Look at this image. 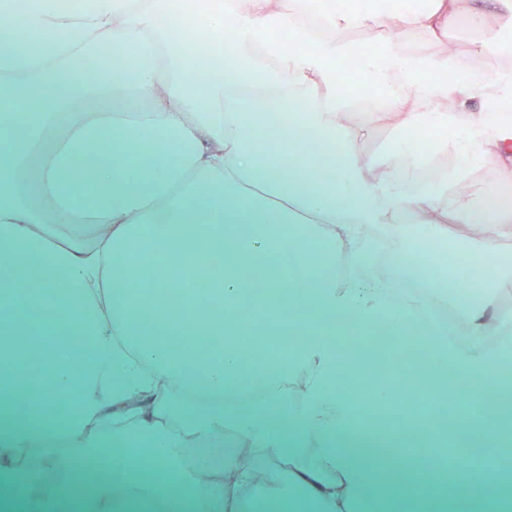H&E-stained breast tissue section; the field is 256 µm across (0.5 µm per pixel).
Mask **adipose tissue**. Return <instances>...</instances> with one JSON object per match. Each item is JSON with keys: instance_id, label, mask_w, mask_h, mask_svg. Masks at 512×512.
Wrapping results in <instances>:
<instances>
[{"instance_id": "ef3b65f1", "label": "adipose tissue", "mask_w": 512, "mask_h": 512, "mask_svg": "<svg viewBox=\"0 0 512 512\" xmlns=\"http://www.w3.org/2000/svg\"><path fill=\"white\" fill-rule=\"evenodd\" d=\"M191 12L229 45L223 63L174 35ZM17 18L37 44L0 49V373L34 390L0 395V473L39 458L59 494L38 475L2 482L0 512H501L496 486L400 466L419 423L406 412L367 429L338 380L378 355L337 339L390 331L424 350L428 384L512 396L487 341L512 291L498 249L512 236V64L469 67L448 40L463 22L512 29V0H427L397 16L374 0H0V28ZM394 19L398 38L361 61L379 92L360 100L336 69L344 36ZM112 50L122 66L74 79ZM390 124L453 135L364 158ZM474 158L494 166V207L458 191ZM410 224L462 233L499 266L477 302L453 305L462 318L448 317L463 274L452 264L422 292L397 288L407 264L373 274L364 226L386 228L400 256ZM219 236L220 291L172 292ZM293 273L303 288H285ZM511 430L495 410L457 435L505 457ZM246 455L258 470L287 460L298 496L259 498Z\"/></svg>"}]
</instances>
